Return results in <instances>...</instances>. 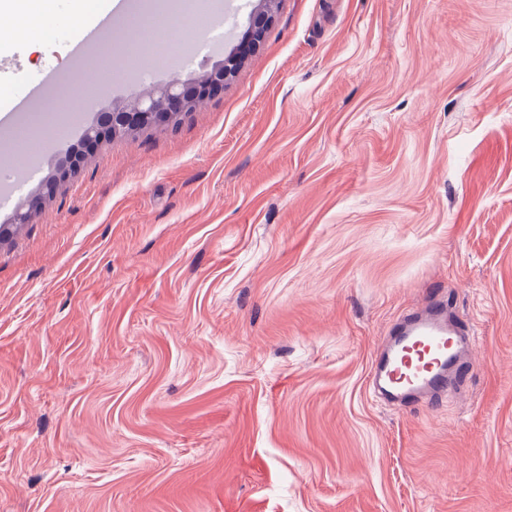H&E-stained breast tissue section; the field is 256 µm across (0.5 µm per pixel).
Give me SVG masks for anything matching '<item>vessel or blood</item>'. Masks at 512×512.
<instances>
[{
	"label": "vessel or blood",
	"instance_id": "vessel-or-blood-1",
	"mask_svg": "<svg viewBox=\"0 0 512 512\" xmlns=\"http://www.w3.org/2000/svg\"><path fill=\"white\" fill-rule=\"evenodd\" d=\"M108 15L100 17L69 42L66 61L85 63L92 44L104 40L111 21L124 18L134 0H111ZM240 10L239 0H215V9L206 27L198 32L188 51L174 57L182 67L192 58L224 43V32ZM63 67L46 70L38 81L24 84L8 99L0 101V132L14 137L22 148L24 166L0 174V210L12 208L28 180L38 172L36 146L28 145L27 127L20 117L29 111L59 82ZM469 351V341L447 299L430 293L423 307L398 319L381 342L371 371V385L384 399L411 405L419 401L436 403L460 381V369Z\"/></svg>",
	"mask_w": 512,
	"mask_h": 512
}]
</instances>
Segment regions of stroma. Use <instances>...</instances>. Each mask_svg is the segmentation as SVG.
Here are the masks:
<instances>
[{
	"mask_svg": "<svg viewBox=\"0 0 512 512\" xmlns=\"http://www.w3.org/2000/svg\"><path fill=\"white\" fill-rule=\"evenodd\" d=\"M0 46V99L64 54ZM476 347L384 404L389 325ZM0 512H512V0H279L178 120L0 238ZM251 19V31L247 45L251 50L259 49L264 42L267 31L274 21L278 0H259ZM237 61V59L231 58L224 60V63H213L211 66L204 67L198 75L200 94L204 95L211 88L224 86V82L234 75ZM469 341L448 300L431 292L423 307L398 319L381 342L371 385L384 399L411 405L442 401L460 381Z\"/></svg>",
	"mask_w": 512,
	"mask_h": 512,
	"instance_id": "obj_1",
	"label": "stroma"
}]
</instances>
